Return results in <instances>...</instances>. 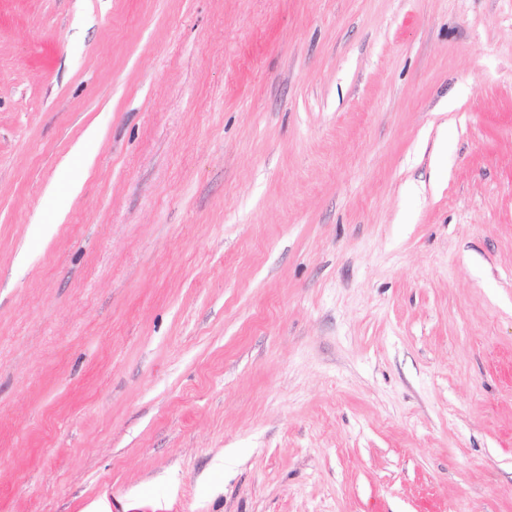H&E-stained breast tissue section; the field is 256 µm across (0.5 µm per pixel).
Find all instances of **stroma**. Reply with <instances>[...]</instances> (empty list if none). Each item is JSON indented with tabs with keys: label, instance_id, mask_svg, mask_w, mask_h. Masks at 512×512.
Segmentation results:
<instances>
[{
	"label": "stroma",
	"instance_id": "1",
	"mask_svg": "<svg viewBox=\"0 0 512 512\" xmlns=\"http://www.w3.org/2000/svg\"><path fill=\"white\" fill-rule=\"evenodd\" d=\"M512 512V0H0V512Z\"/></svg>",
	"mask_w": 512,
	"mask_h": 512
}]
</instances>
